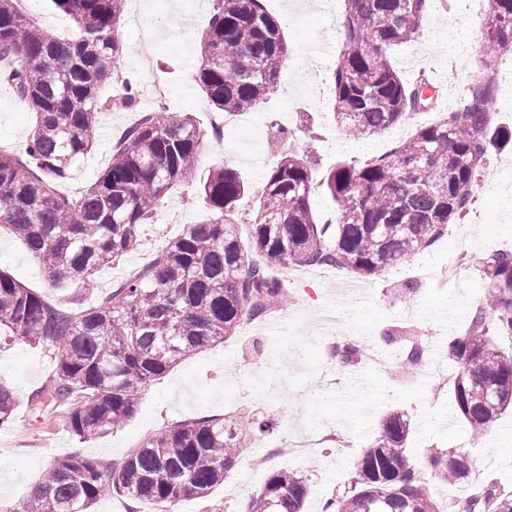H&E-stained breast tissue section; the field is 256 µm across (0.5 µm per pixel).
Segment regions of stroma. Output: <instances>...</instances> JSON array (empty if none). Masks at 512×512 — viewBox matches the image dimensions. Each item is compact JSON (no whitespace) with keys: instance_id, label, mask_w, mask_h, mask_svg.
Here are the masks:
<instances>
[{"instance_id":"35a3bbf8","label":"stroma","mask_w":512,"mask_h":512,"mask_svg":"<svg viewBox=\"0 0 512 512\" xmlns=\"http://www.w3.org/2000/svg\"><path fill=\"white\" fill-rule=\"evenodd\" d=\"M212 4L213 0H137L135 14L121 18L123 55L101 94L112 99L131 79L139 84L140 96L134 108L99 114L93 146L78 159L60 192L75 196L95 182L111 160L114 141L146 113L187 115L203 130L219 118L223 128L210 155L200 157L196 170L171 189L153 222L143 226L139 249L99 273L95 295L109 292L164 245L159 225L179 228L210 218L201 188L212 169L232 170L246 184L248 192L239 201L238 212L241 220L251 219L256 193L276 160L274 127L294 133L318 178L338 161L381 155L408 139L418 126L440 120L466 98L469 85L483 77L475 61L489 18L488 0H429L428 16L415 39L393 48L390 57L406 81L422 74L429 78L438 91L435 111L417 113L378 135L348 136L337 126L332 109L333 71L344 39V0H265L281 25L288 59L261 109L221 114L196 81ZM493 70L494 121L512 128V51L498 56ZM155 81L165 85V96L151 93ZM33 125V113L0 84V150L22 155ZM488 172L490 178L479 186L469 212L449 224L434 250L385 275L360 277L332 268L280 270L288 299L275 316L287 323V332L264 322L242 321L234 337L190 356L152 382L134 414L104 437L81 444L67 430L62 413L30 414L27 398L48 383L53 362L46 345L1 338L0 383L13 389L18 407L11 423L0 428V502L26 498L55 461L73 448H82L93 459L118 460L166 426L223 416L243 406L273 418V430L263 445L243 450L208 497L183 498L178 512H238L269 472L278 469L307 477L306 508L319 512L324 499L351 480L355 456L393 410L404 412L411 421L408 446L416 457H424L430 448L456 449L481 463V481H495L512 492V413L502 415L494 430L476 441L454 409L457 365L448 356V339L464 334L485 282L469 266L458 268L445 286H436L433 279L459 252L485 257L512 250V148L497 152ZM0 271L46 296L58 294L44 266L4 227ZM406 280L417 281L419 289L402 300L397 287ZM398 326L424 333L427 363L416 377L407 379L373 365L344 367L328 353L329 343L338 336L374 345L382 329ZM312 431L326 435L322 447L299 457L277 454V446L288 438ZM264 447L270 451L264 468H253V454Z\"/></svg>"}]
</instances>
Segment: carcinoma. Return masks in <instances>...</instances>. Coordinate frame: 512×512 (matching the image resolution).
<instances>
[{"mask_svg":"<svg viewBox=\"0 0 512 512\" xmlns=\"http://www.w3.org/2000/svg\"><path fill=\"white\" fill-rule=\"evenodd\" d=\"M428 0H345L344 41L333 74V116L357 136L379 134L431 107L424 78L405 82L388 49L412 41ZM484 40L497 55L512 47V0H490ZM17 0H0V83L36 114L25 159L0 152V224L10 226L45 266L56 286L50 300L0 272V332L50 346L55 371L28 398V410L69 408L66 427L80 441L105 436L133 415L140 393L181 359L236 333L244 316L259 317L283 303L278 271L342 268L379 276L431 250L450 221L465 215L479 170L512 144V130L492 124L494 89L480 81L468 101L398 147L364 161H341L320 187L339 204L336 224H318L308 206L314 185L309 157L282 147L264 183L242 244L237 202L247 187L226 168L202 187L216 216L186 224L150 261L99 301L87 297L106 267L138 249L143 225L165 194L197 165L199 127L191 117L151 112L112 146L101 176L81 196L59 193L87 152L101 88L123 52L119 30L126 0H53L77 34L58 39L22 15ZM198 81L222 112L258 110L276 83L288 47L262 0H214L202 39ZM138 85L127 81L113 107L131 108ZM486 288L467 333L448 342L458 372L456 411L480 439L512 407V355L496 337L512 338V251L467 257ZM361 356L346 338L332 347L336 362ZM427 351L414 339L397 366L420 370ZM16 408L0 385V426ZM271 419L249 408L236 421L209 416L185 420L148 437L119 461L102 462L75 449L59 459L32 494L0 512H89L107 489L172 512L187 496L205 497L224 482L248 439L261 440ZM410 423L392 411L354 462V481L327 497L321 512H442L423 474L446 484L469 477L472 464L455 450L432 448L425 462L407 448ZM306 479L274 471L249 501V512H305ZM512 512V498L492 481L468 512Z\"/></svg>","mask_w":512,"mask_h":512,"instance_id":"carcinoma-1","label":"carcinoma"}]
</instances>
